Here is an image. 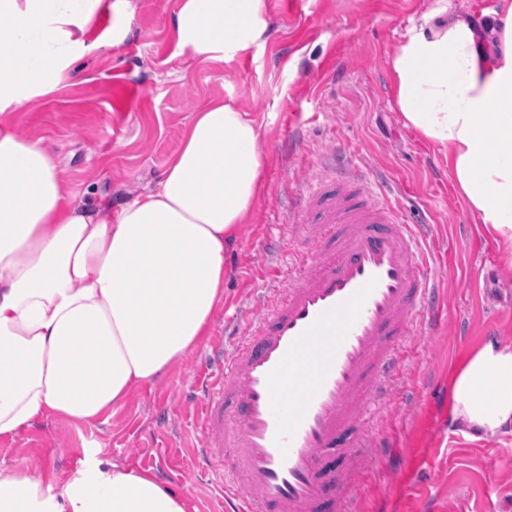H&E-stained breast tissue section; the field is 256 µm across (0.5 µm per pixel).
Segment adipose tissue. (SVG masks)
I'll return each instance as SVG.
<instances>
[{
    "label": "adipose tissue",
    "mask_w": 512,
    "mask_h": 512,
    "mask_svg": "<svg viewBox=\"0 0 512 512\" xmlns=\"http://www.w3.org/2000/svg\"><path fill=\"white\" fill-rule=\"evenodd\" d=\"M108 9L133 13L130 0H0V110L54 90ZM173 27L182 52L230 61L264 41L266 0H180ZM391 75L406 127L444 152L471 214L512 249V0L424 15ZM262 166L260 125L217 100L153 188L95 211L68 200L42 140L0 128V437L47 415L92 423L200 343ZM450 387L468 441L512 431V347L485 341ZM0 512L197 510L175 484L92 453L59 483L0 468Z\"/></svg>",
    "instance_id": "adipose-tissue-1"
}]
</instances>
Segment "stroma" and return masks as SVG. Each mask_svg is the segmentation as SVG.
Wrapping results in <instances>:
<instances>
[{
	"label": "stroma",
	"instance_id": "stroma-1",
	"mask_svg": "<svg viewBox=\"0 0 512 512\" xmlns=\"http://www.w3.org/2000/svg\"><path fill=\"white\" fill-rule=\"evenodd\" d=\"M496 2L267 0L265 43L228 62L180 53L172 25L179 0H132L128 21L100 14L67 79L1 110L0 126L43 139L72 197L117 210L160 178L194 113L231 96L262 127L264 191L224 253V303L208 339L93 424L49 415L0 437V468L23 464L62 480L95 446L163 481L171 468L189 469L201 411L184 392L210 337L222 334L229 317L251 311L254 293L268 287L269 261L284 270L294 248H317L313 225L288 228V192L320 178L323 156L341 144L356 171L385 174L396 185L395 202L410 223L433 225L429 273L443 307L438 327L414 337L398 396L380 412L402 457L372 473L360 497L367 512H512V433L467 441L451 426L448 403V375L463 353L488 339L512 347V251L471 215L443 153L405 127L389 70L423 15L444 3L478 15ZM331 66L335 80L314 84ZM269 238L280 239V252L263 248Z\"/></svg>",
	"mask_w": 512,
	"mask_h": 512
}]
</instances>
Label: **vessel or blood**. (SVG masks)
Wrapping results in <instances>:
<instances>
[{"label":"vessel or blood","mask_w":512,"mask_h":512,"mask_svg":"<svg viewBox=\"0 0 512 512\" xmlns=\"http://www.w3.org/2000/svg\"><path fill=\"white\" fill-rule=\"evenodd\" d=\"M323 164L338 178L297 190L288 221L315 212L333 234L274 277L239 337L204 360L209 384L186 393L204 415L195 473L220 474L225 512H360V476L397 456L369 420L392 403L412 337L441 315L427 226L342 150Z\"/></svg>","instance_id":"vessel-or-blood-1"}]
</instances>
